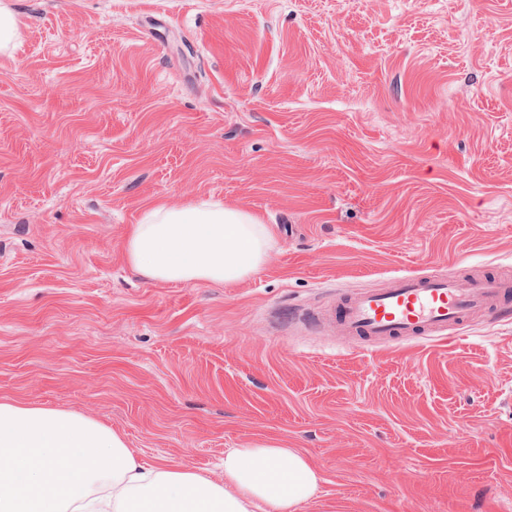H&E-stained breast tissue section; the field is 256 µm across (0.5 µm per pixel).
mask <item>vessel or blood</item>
Segmentation results:
<instances>
[{
    "instance_id": "obj_1",
    "label": "vessel or blood",
    "mask_w": 512,
    "mask_h": 512,
    "mask_svg": "<svg viewBox=\"0 0 512 512\" xmlns=\"http://www.w3.org/2000/svg\"><path fill=\"white\" fill-rule=\"evenodd\" d=\"M511 296L512 280L495 274L476 276L461 289L446 276L401 273L384 290L340 299L328 316L349 344L450 340L473 317L495 312Z\"/></svg>"
}]
</instances>
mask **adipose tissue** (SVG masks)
<instances>
[{
    "mask_svg": "<svg viewBox=\"0 0 512 512\" xmlns=\"http://www.w3.org/2000/svg\"><path fill=\"white\" fill-rule=\"evenodd\" d=\"M273 234L223 203L143 210L126 262L153 282L234 284L271 259ZM318 473L294 448L256 444L224 453V478L146 465L124 437L67 411L0 401V512H295Z\"/></svg>",
    "mask_w": 512,
    "mask_h": 512,
    "instance_id": "1",
    "label": "adipose tissue"
}]
</instances>
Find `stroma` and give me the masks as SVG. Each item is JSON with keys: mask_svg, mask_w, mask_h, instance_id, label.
<instances>
[{"mask_svg": "<svg viewBox=\"0 0 512 512\" xmlns=\"http://www.w3.org/2000/svg\"><path fill=\"white\" fill-rule=\"evenodd\" d=\"M0 52V399L224 477L275 442L298 512H512V321L348 348L317 315L424 271L512 278V0H15ZM157 202L275 249L235 285L123 258ZM19 33L16 25L13 0L0 1V49H14Z\"/></svg>", "mask_w": 512, "mask_h": 512, "instance_id": "35a3bbf8", "label": "stroma"}]
</instances>
